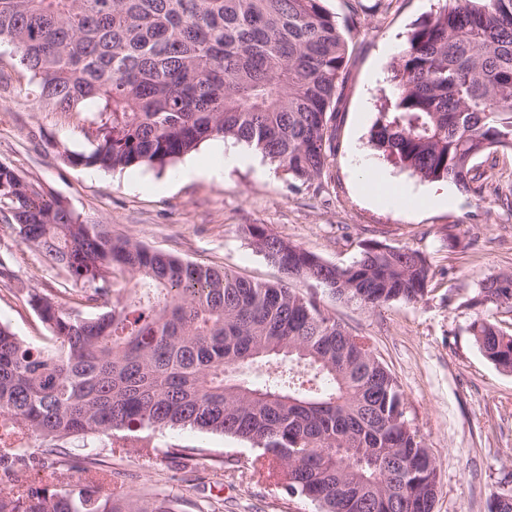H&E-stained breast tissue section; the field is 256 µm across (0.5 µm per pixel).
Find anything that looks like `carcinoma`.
Masks as SVG:
<instances>
[{
    "label": "carcinoma",
    "mask_w": 512,
    "mask_h": 512,
    "mask_svg": "<svg viewBox=\"0 0 512 512\" xmlns=\"http://www.w3.org/2000/svg\"><path fill=\"white\" fill-rule=\"evenodd\" d=\"M390 64L392 92L370 134L379 155L428 182L483 201L499 196L477 161L512 151V0H438ZM36 80L38 97L89 112L92 147L73 166L164 169L216 138L245 143L303 183L335 150L330 125L349 57L323 0H0V40ZM14 225L62 271L77 307L28 304L50 333L41 347L0 324V512H218L138 495L96 459L86 483L58 486L62 445L112 431L191 428L252 443L254 474L319 512H433L435 463L406 416L396 378L371 340L312 297L185 262L90 224L0 163ZM257 252L287 279H312L367 308L429 292L426 257L371 242L346 267L245 224ZM466 305L481 353L512 371V333L483 316L512 310V272ZM132 287H127V284ZM45 442L28 456L31 436ZM172 472L223 456L145 449ZM47 469L39 488L22 473Z\"/></svg>",
    "instance_id": "1"
}]
</instances>
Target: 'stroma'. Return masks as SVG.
Masks as SVG:
<instances>
[{
  "mask_svg": "<svg viewBox=\"0 0 512 512\" xmlns=\"http://www.w3.org/2000/svg\"><path fill=\"white\" fill-rule=\"evenodd\" d=\"M339 21L351 22L346 37L349 66L334 110L336 149L319 184L289 182L270 162L225 171L222 179H182L188 161L212 163L210 143L165 169L140 166L104 171L73 166L63 151L84 152L91 131L83 112H61L41 101L8 43H0V163L14 167L38 190L63 200L81 219L108 225L113 234L181 259L239 273L258 283L281 280L245 238L246 224L270 232L345 267L371 241L421 252L433 274L429 293L415 304L369 310L337 299L314 281H295L300 293L352 332L369 336L404 394L408 418L419 429L439 473L434 512H488L493 494L512 489V372L478 349L466 298L489 275L512 270V210L494 199L477 200L454 190L448 209L372 204L353 167L354 151L387 172L396 186L430 189L383 159L370 145L390 89L386 46L402 50L414 24L433 13L438 0H325ZM9 200L0 201V322L36 342L46 330L27 302L51 294L73 305L65 274L12 225ZM158 449L205 448L235 459L214 471L200 462L179 482L138 453L141 443ZM128 453L113 456L112 439L68 442L77 455L94 454L103 471L123 470L135 491L220 501L224 512H318L314 502L285 497L274 482L253 476L254 447L230 436L190 428L143 429L129 434Z\"/></svg>",
  "mask_w": 512,
  "mask_h": 512,
  "instance_id": "35a3bbf8",
  "label": "stroma"
}]
</instances>
